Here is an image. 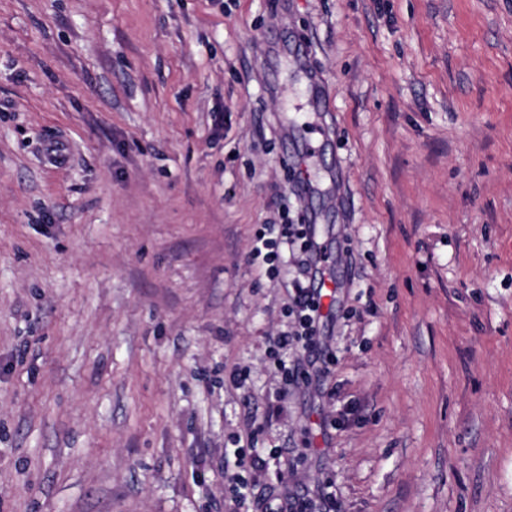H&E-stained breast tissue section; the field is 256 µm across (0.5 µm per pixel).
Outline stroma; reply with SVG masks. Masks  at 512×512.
<instances>
[{
  "mask_svg": "<svg viewBox=\"0 0 512 512\" xmlns=\"http://www.w3.org/2000/svg\"><path fill=\"white\" fill-rule=\"evenodd\" d=\"M285 223L338 357L287 392ZM248 443L512 512V0H0V512H236ZM238 457L239 471L228 479V486L239 499L245 500L250 489L251 469H255L256 465L260 463V457L251 454L247 458L244 448L239 450Z\"/></svg>",
  "mask_w": 512,
  "mask_h": 512,
  "instance_id": "stroma-1",
  "label": "stroma"
}]
</instances>
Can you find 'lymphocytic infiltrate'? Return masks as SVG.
<instances>
[{"label": "lymphocytic infiltrate", "mask_w": 512, "mask_h": 512, "mask_svg": "<svg viewBox=\"0 0 512 512\" xmlns=\"http://www.w3.org/2000/svg\"><path fill=\"white\" fill-rule=\"evenodd\" d=\"M300 247L297 263L301 277L294 283V295L288 306V329L270 343L267 354L275 364L276 372L284 386H298L307 373L325 376L336 363V356L318 336L321 317V291L309 287L307 279L316 275L324 261L323 250L316 241L308 224H291L280 230L277 237H269L267 231L255 233L249 252L250 259H263L271 269H278L285 262L290 247ZM301 347L307 354L306 363L287 359L290 347ZM335 499L331 494L317 491L315 496L282 497L275 494L263 496L256 512H333Z\"/></svg>", "instance_id": "1"}]
</instances>
